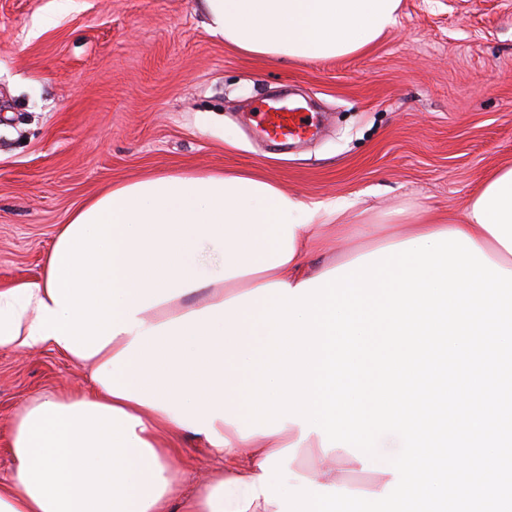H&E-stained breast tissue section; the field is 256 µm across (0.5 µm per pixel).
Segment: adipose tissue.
I'll use <instances>...</instances> for the list:
<instances>
[{
	"mask_svg": "<svg viewBox=\"0 0 512 512\" xmlns=\"http://www.w3.org/2000/svg\"><path fill=\"white\" fill-rule=\"evenodd\" d=\"M207 28L245 55L321 61L356 55L395 24L402 0H201ZM347 202L306 203L248 170L118 182L59 229L40 276L0 289V347L53 350L92 365L93 391L34 398L11 424L0 512H277L262 463L295 444L338 485L350 454L300 425L250 435L241 366L268 330L264 285L298 286L351 262L312 257L351 227ZM459 231L512 271V164L492 169L462 212L386 224L374 248ZM189 435L224 462L182 492L174 462Z\"/></svg>",
	"mask_w": 512,
	"mask_h": 512,
	"instance_id": "1",
	"label": "adipose tissue"
}]
</instances>
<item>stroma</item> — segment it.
Masks as SVG:
<instances>
[{"instance_id":"stroma-1","label":"stroma","mask_w":512,"mask_h":512,"mask_svg":"<svg viewBox=\"0 0 512 512\" xmlns=\"http://www.w3.org/2000/svg\"><path fill=\"white\" fill-rule=\"evenodd\" d=\"M0 286L37 278L61 224L113 183L251 169L288 194L343 199L345 224L460 212L512 161V0H403L359 55L244 56L200 0H0ZM291 89L322 123L266 141L253 103ZM89 367L48 347L0 348V479L9 431L37 396L89 392ZM183 486L220 464L184 438Z\"/></svg>"}]
</instances>
